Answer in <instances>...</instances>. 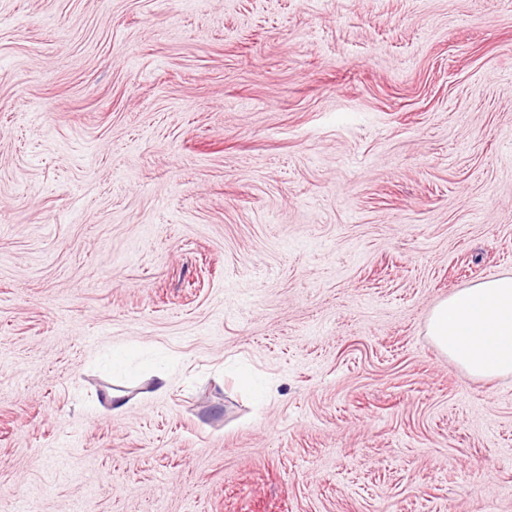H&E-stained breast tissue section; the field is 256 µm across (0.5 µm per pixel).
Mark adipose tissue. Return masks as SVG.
I'll use <instances>...</instances> for the list:
<instances>
[{
  "label": "adipose tissue",
  "mask_w": 512,
  "mask_h": 512,
  "mask_svg": "<svg viewBox=\"0 0 512 512\" xmlns=\"http://www.w3.org/2000/svg\"><path fill=\"white\" fill-rule=\"evenodd\" d=\"M427 334L472 377L512 375V273L440 300L428 317Z\"/></svg>",
  "instance_id": "obj_1"
}]
</instances>
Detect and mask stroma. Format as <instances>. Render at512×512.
Wrapping results in <instances>:
<instances>
[{
	"label": "stroma",
	"mask_w": 512,
	"mask_h": 512,
	"mask_svg": "<svg viewBox=\"0 0 512 512\" xmlns=\"http://www.w3.org/2000/svg\"><path fill=\"white\" fill-rule=\"evenodd\" d=\"M504 272L512 0H0V512H512ZM427 335L474 378L512 375V273L440 300L428 317Z\"/></svg>",
	"instance_id": "stroma-1"
}]
</instances>
